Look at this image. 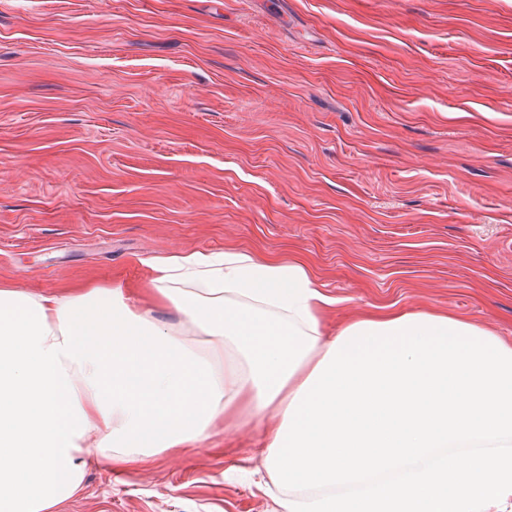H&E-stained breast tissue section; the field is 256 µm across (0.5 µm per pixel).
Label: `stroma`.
<instances>
[{
    "instance_id": "obj_1",
    "label": "stroma",
    "mask_w": 512,
    "mask_h": 512,
    "mask_svg": "<svg viewBox=\"0 0 512 512\" xmlns=\"http://www.w3.org/2000/svg\"><path fill=\"white\" fill-rule=\"evenodd\" d=\"M300 259L345 303L512 337V0H0V285ZM250 424L53 512H281Z\"/></svg>"
}]
</instances>
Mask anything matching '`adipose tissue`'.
I'll return each instance as SVG.
<instances>
[{
	"label": "adipose tissue",
	"instance_id": "obj_1",
	"mask_svg": "<svg viewBox=\"0 0 512 512\" xmlns=\"http://www.w3.org/2000/svg\"><path fill=\"white\" fill-rule=\"evenodd\" d=\"M149 267L140 295L0 286V512H53L80 490L91 448L115 470L208 452L242 413L268 456L331 347L338 298L305 262L244 250L173 249ZM156 303L181 326L155 317Z\"/></svg>",
	"mask_w": 512,
	"mask_h": 512
}]
</instances>
